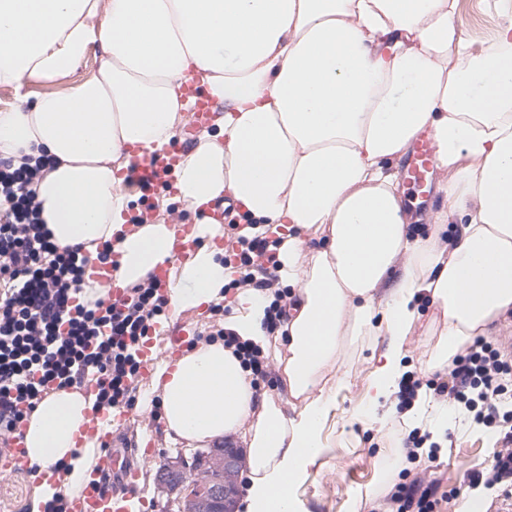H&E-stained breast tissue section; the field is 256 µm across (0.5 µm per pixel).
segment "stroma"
<instances>
[{"mask_svg": "<svg viewBox=\"0 0 512 512\" xmlns=\"http://www.w3.org/2000/svg\"><path fill=\"white\" fill-rule=\"evenodd\" d=\"M500 18L490 0H459L457 23L463 37L481 49L488 41ZM103 52L91 46L86 56L70 74L53 81H25L14 89L0 85V111L34 102L38 95L48 92H69L97 74ZM418 324L406 342L405 362L408 370L421 380H430L425 369L429 350L438 340L441 328L435 317V305H425ZM371 350L357 351L346 366L347 387L336 392L335 428L326 431L331 446L327 465L321 475L301 486L297 496L307 512H389L392 483L381 482L384 461L393 455L395 437L402 432L397 410V396L381 401L376 409L378 420L367 424L358 417L360 400L371 370ZM161 389L152 374L142 375L136 393L137 401L131 411L125 436L135 445L133 462L142 472L137 497L139 512H164L169 496L158 483L161 468L169 457L175 456L179 442L167 437L161 417L155 416L153 400ZM499 447L498 439L486 429L473 427L445 430L443 445L437 448L434 459L425 458L407 464L404 480L435 481L440 491L450 493L449 501L441 503L440 512H457L460 499L471 498L469 473L487 467ZM42 478L36 472L19 471L0 474V512H28L29 502Z\"/></svg>", "mask_w": 512, "mask_h": 512, "instance_id": "obj_1", "label": "stroma"}]
</instances>
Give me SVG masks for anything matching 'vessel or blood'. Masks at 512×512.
Masks as SVG:
<instances>
[{
    "mask_svg": "<svg viewBox=\"0 0 512 512\" xmlns=\"http://www.w3.org/2000/svg\"><path fill=\"white\" fill-rule=\"evenodd\" d=\"M182 99L191 102L188 123L179 132L182 144L193 141L198 130L214 126L222 115L218 102L201 92L195 84H184L180 89ZM180 162L179 151L164 149L148 155L132 153L130 158L131 176L135 186L149 190L162 188L173 190L175 172ZM400 165L421 202H430L434 193V176L437 172L435 149L428 134H421L412 143L409 151L401 158ZM87 271L90 279L108 287V302L121 306L127 298L124 284L117 279L111 265L95 261L89 262ZM196 333L195 326L182 320L171 326L164 333V343L169 349L178 350ZM89 421L82 432L84 435L98 438L105 449L97 459L99 469L109 474L118 489L132 492L140 477V471L130 460L128 447L114 439L112 428L122 426L128 419L127 411L121 408H95L88 413ZM27 422L18 423L14 436L7 440L6 448L0 452V467L14 471H24L29 467L27 450ZM68 512H122L121 507L110 496L101 495L94 487L86 489L68 507Z\"/></svg>",
    "mask_w": 512,
    "mask_h": 512,
    "instance_id": "obj_1",
    "label": "vessel or blood"
}]
</instances>
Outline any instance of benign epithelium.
<instances>
[{
  "label": "benign epithelium",
  "mask_w": 512,
  "mask_h": 512,
  "mask_svg": "<svg viewBox=\"0 0 512 512\" xmlns=\"http://www.w3.org/2000/svg\"><path fill=\"white\" fill-rule=\"evenodd\" d=\"M241 462L236 448H212L195 454L186 467L167 470L164 480L180 489L171 512H213L216 504L230 512Z\"/></svg>",
  "instance_id": "1"
}]
</instances>
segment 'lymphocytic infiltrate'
<instances>
[{
	"mask_svg": "<svg viewBox=\"0 0 512 512\" xmlns=\"http://www.w3.org/2000/svg\"><path fill=\"white\" fill-rule=\"evenodd\" d=\"M49 155L24 156L21 164L0 157V436L14 431L24 415L33 413L51 388L67 389L89 381L95 385L97 406H133L141 361L139 345L165 314L167 301L151 278L130 285L120 309L83 296L89 256L109 260L111 242L85 247H60L44 224L33 184L53 170ZM280 239L268 234L238 236L232 251L237 272L229 289L271 292L264 328L280 330L287 290L278 288L276 258ZM506 363L500 352L476 339L457 355L447 378L428 382L407 377L399 384L402 406H410L417 391L464 405L476 424L487 427L512 422L503 409L508 391L503 381ZM489 467L469 475L473 484L512 491V431ZM434 484L396 483L390 495L396 512H434Z\"/></svg>",
	"mask_w": 512,
	"mask_h": 512,
	"instance_id": "f902f5d3",
	"label": "lymphocytic infiltrate"
}]
</instances>
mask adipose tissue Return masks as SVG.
Returning <instances> with one entry per match:
<instances>
[{"label": "adipose tissue", "instance_id": "ef3b65f1", "mask_svg": "<svg viewBox=\"0 0 512 512\" xmlns=\"http://www.w3.org/2000/svg\"><path fill=\"white\" fill-rule=\"evenodd\" d=\"M493 4L502 22L476 51L457 26L458 0H0V85L52 81L90 45L105 52L74 91L0 111V154L43 150L57 161L34 185L57 243L113 242L126 284L172 260L168 225L127 229L130 196L112 163L128 147L153 153L172 142L189 109L178 90L193 80L224 117L181 160L178 201L195 212L228 197L243 220L284 230L278 273L297 296L285 349L263 327L271 295L245 288L226 300L234 271L214 243L219 225L195 224L196 249L167 299L176 315L229 302L225 329L283 373L292 414L258 398L220 340L154 372L167 434L203 444L245 430V512H304L293 490L326 466L346 337L386 340L359 408L368 420L406 370L419 301L442 312L430 371L512 314V0ZM425 129L446 204L432 234L414 239L388 163ZM451 221L457 233L441 242ZM92 405L61 389L31 415L32 464L48 474L62 460L71 468L61 485L42 481L29 512L59 493L78 496L91 480L97 442L79 431ZM406 420L438 440L471 416L422 390Z\"/></svg>", "mask_w": 512, "mask_h": 512}]
</instances>
